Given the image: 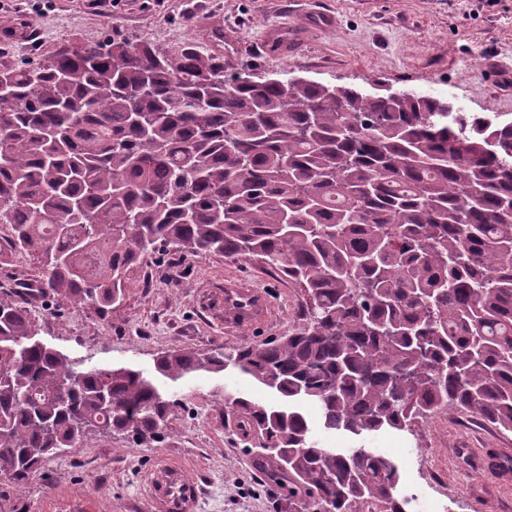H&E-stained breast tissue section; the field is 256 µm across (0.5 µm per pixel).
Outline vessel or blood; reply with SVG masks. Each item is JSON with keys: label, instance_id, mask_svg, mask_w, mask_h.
I'll use <instances>...</instances> for the list:
<instances>
[{"label": "vessel or blood", "instance_id": "vessel-or-blood-1", "mask_svg": "<svg viewBox=\"0 0 512 512\" xmlns=\"http://www.w3.org/2000/svg\"><path fill=\"white\" fill-rule=\"evenodd\" d=\"M204 300L228 331L265 324L274 310L266 290L240 279L226 281L222 292L205 294ZM142 485L155 512L197 510L200 492L196 482L180 463L167 456H156L142 475Z\"/></svg>", "mask_w": 512, "mask_h": 512}]
</instances>
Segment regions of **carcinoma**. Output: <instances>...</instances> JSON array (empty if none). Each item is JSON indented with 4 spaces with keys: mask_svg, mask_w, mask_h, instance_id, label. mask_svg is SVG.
<instances>
[{
    "mask_svg": "<svg viewBox=\"0 0 512 512\" xmlns=\"http://www.w3.org/2000/svg\"><path fill=\"white\" fill-rule=\"evenodd\" d=\"M0 264L36 258L47 297L105 314L171 252L258 257L308 296L272 342L165 352L173 381L231 366L282 405L225 398L288 505L409 512L356 437L434 412L512 433V122L412 91L224 77L188 45L86 42L0 68ZM0 297V467L25 483L94 434L157 442L180 402L140 369L80 368Z\"/></svg>",
    "mask_w": 512,
    "mask_h": 512,
    "instance_id": "carcinoma-1",
    "label": "carcinoma"
}]
</instances>
